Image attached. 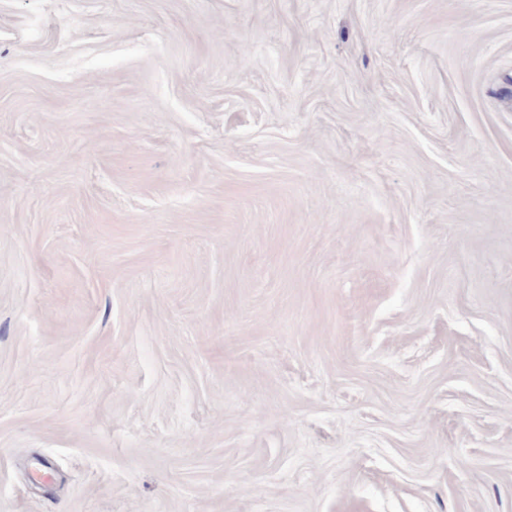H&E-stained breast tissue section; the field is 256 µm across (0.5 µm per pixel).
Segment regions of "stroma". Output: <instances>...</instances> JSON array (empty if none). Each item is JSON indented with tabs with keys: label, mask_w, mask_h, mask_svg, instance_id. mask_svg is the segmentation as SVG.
Returning a JSON list of instances; mask_svg holds the SVG:
<instances>
[{
	"label": "stroma",
	"mask_w": 512,
	"mask_h": 512,
	"mask_svg": "<svg viewBox=\"0 0 512 512\" xmlns=\"http://www.w3.org/2000/svg\"><path fill=\"white\" fill-rule=\"evenodd\" d=\"M0 512H512V0H0Z\"/></svg>",
	"instance_id": "35a3bbf8"
}]
</instances>
